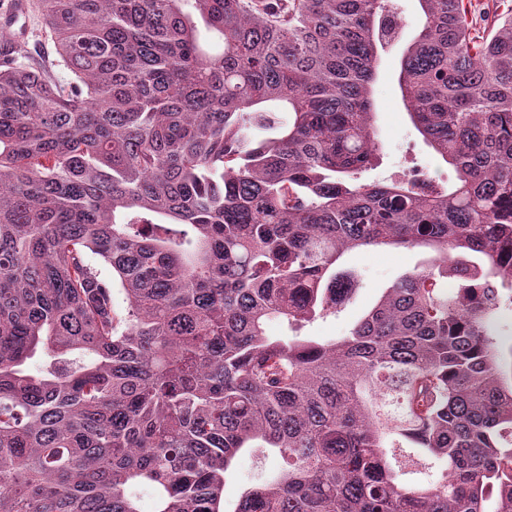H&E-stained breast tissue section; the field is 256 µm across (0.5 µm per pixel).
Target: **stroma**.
<instances>
[{
  "instance_id": "35a3bbf8",
  "label": "stroma",
  "mask_w": 512,
  "mask_h": 512,
  "mask_svg": "<svg viewBox=\"0 0 512 512\" xmlns=\"http://www.w3.org/2000/svg\"><path fill=\"white\" fill-rule=\"evenodd\" d=\"M400 16L403 31L397 41L389 43L379 53L373 83L375 112L373 126L380 149L370 169L361 179L365 182L384 181L397 172L411 175L419 171L438 174L444 184H452L455 173L427 146L412 124L401 103L398 85L400 58L409 39L421 25L422 17L417 0H393ZM428 253L420 248L405 249L391 246L371 250H356L344 255V266L355 268L362 277V286L355 298L337 315L306 324L303 335L329 341L346 335L378 300L383 290L403 274L414 270ZM286 461L275 454H238L226 477L224 508L232 512L245 489L261 484L286 468Z\"/></svg>"
}]
</instances>
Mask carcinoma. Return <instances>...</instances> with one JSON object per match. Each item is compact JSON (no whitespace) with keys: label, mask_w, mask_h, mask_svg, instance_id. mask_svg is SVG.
Segmentation results:
<instances>
[{"label":"carcinoma","mask_w":512,"mask_h":512,"mask_svg":"<svg viewBox=\"0 0 512 512\" xmlns=\"http://www.w3.org/2000/svg\"><path fill=\"white\" fill-rule=\"evenodd\" d=\"M470 2L418 0L401 59L457 176L425 192L359 182L390 0H35L56 60L0 66V512H224L244 448L288 469L234 512H512V9L480 36ZM385 245L433 256L345 336L266 335ZM493 328L504 347L501 361L502 371L505 376H509L511 372V357L508 352V347L512 343V310L499 314Z\"/></svg>","instance_id":"carcinoma-1"}]
</instances>
